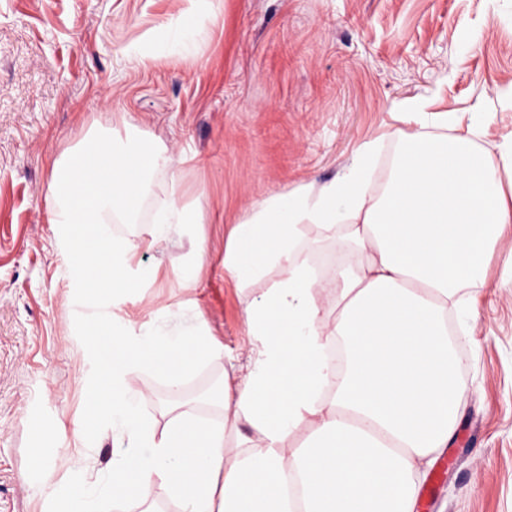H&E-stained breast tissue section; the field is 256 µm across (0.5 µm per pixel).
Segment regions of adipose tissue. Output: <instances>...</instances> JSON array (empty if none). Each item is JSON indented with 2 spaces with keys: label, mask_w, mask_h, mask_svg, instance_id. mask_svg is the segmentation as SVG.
<instances>
[{
  "label": "adipose tissue",
  "mask_w": 512,
  "mask_h": 512,
  "mask_svg": "<svg viewBox=\"0 0 512 512\" xmlns=\"http://www.w3.org/2000/svg\"><path fill=\"white\" fill-rule=\"evenodd\" d=\"M394 116L408 129L379 194L368 191L378 143L366 141L334 180L269 196L232 227L225 271L243 286L271 268L278 277L246 308L257 354L225 373L223 421L181 412L154 434L129 379L147 365L179 390L207 357L206 337L86 325L88 342L112 352L97 362L93 409L79 431L109 413L119 450L102 494L83 489L51 512H99L100 496L133 487L143 498L155 483L184 512H415L418 480L447 448L459 412L448 308L482 281L489 253L512 251L503 236L512 140L488 151L478 127L421 105ZM166 165L158 148L117 151L97 140L54 162L51 221L68 227L69 272L92 296L140 287L130 265L139 248L196 223L172 199L149 237L108 232L136 214L147 175ZM310 225L341 248L342 265L315 274L303 258Z\"/></svg>",
  "instance_id": "1"
}]
</instances>
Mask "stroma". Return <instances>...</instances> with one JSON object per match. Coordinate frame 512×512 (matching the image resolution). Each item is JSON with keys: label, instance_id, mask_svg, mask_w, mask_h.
Here are the masks:
<instances>
[{"label": "stroma", "instance_id": "35a3bbf8", "mask_svg": "<svg viewBox=\"0 0 512 512\" xmlns=\"http://www.w3.org/2000/svg\"><path fill=\"white\" fill-rule=\"evenodd\" d=\"M183 16L186 34L170 30ZM151 53L136 62L132 47ZM512 0H0V512H47L69 468L99 478L112 465V424L76 439L97 352L83 328L87 294L70 278L68 239L50 221L53 163L86 135L123 145L155 140L169 158L147 183L138 218L112 235L151 231L175 195L201 212L137 254L142 288L108 307L116 324L201 328L212 352L183 383L180 403L223 412L205 391L245 359V307L256 287L224 270L233 224L251 205L340 174L363 142L381 139L375 177L416 100L480 119L481 140L512 134ZM202 243L196 281L186 272ZM448 312L460 414L454 437L421 478L417 512H512V255H489L485 278ZM131 379L143 424L162 432L166 378ZM41 449L50 465L34 470Z\"/></svg>", "mask_w": 512, "mask_h": 512}]
</instances>
